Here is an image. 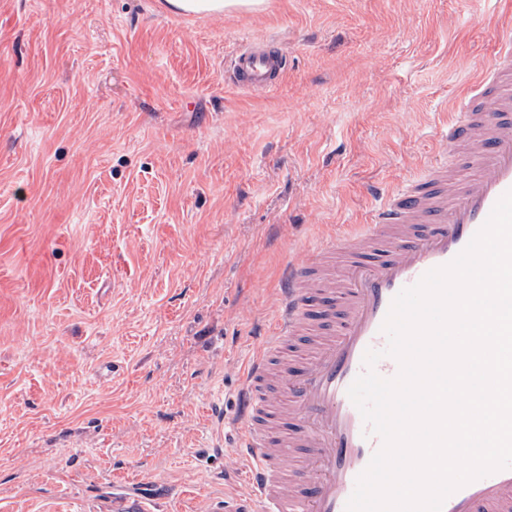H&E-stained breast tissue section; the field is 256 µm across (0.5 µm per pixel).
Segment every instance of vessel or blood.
I'll return each instance as SVG.
<instances>
[{"label": "vessel or blood", "instance_id": "obj_1", "mask_svg": "<svg viewBox=\"0 0 512 512\" xmlns=\"http://www.w3.org/2000/svg\"><path fill=\"white\" fill-rule=\"evenodd\" d=\"M486 39L489 56L443 122L433 161L382 193L366 223L283 267L279 302L242 374L236 449L224 457L246 493L212 512H346L383 444L348 396L365 351L385 348L393 298L451 262L512 190V32L493 27ZM287 68L274 43L248 42L230 80L267 91ZM443 512H512V467L459 488Z\"/></svg>", "mask_w": 512, "mask_h": 512}]
</instances>
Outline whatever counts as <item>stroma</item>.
Wrapping results in <instances>:
<instances>
[{"mask_svg": "<svg viewBox=\"0 0 512 512\" xmlns=\"http://www.w3.org/2000/svg\"><path fill=\"white\" fill-rule=\"evenodd\" d=\"M489 0H0V512H210L290 251L431 159ZM275 40L281 83L226 62ZM169 5L184 14L224 15L242 9L256 10L262 0H167ZM287 68L288 57L274 43L248 42L233 55L230 80L243 92L267 91L282 80Z\"/></svg>", "mask_w": 512, "mask_h": 512, "instance_id": "stroma-1", "label": "stroma"}]
</instances>
